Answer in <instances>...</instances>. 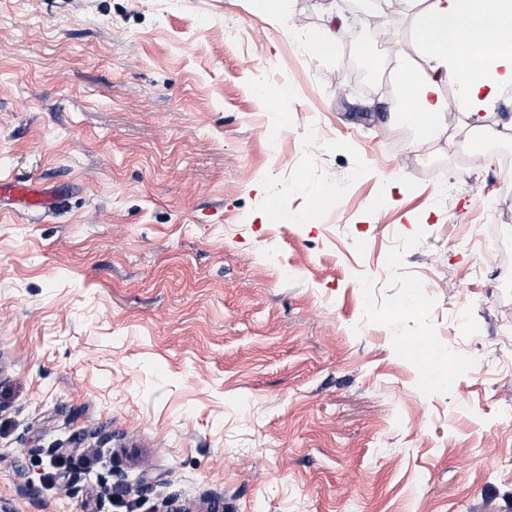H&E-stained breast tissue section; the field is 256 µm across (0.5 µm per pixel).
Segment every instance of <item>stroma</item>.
Masks as SVG:
<instances>
[{
    "label": "stroma",
    "mask_w": 512,
    "mask_h": 512,
    "mask_svg": "<svg viewBox=\"0 0 512 512\" xmlns=\"http://www.w3.org/2000/svg\"><path fill=\"white\" fill-rule=\"evenodd\" d=\"M365 8L391 40L347 0H0V174L65 192L0 203V512H512V288L470 232L512 198L469 134L512 93L472 115L444 78L454 141L395 138L418 11ZM460 314L473 364L423 388L402 342Z\"/></svg>",
    "instance_id": "stroma-1"
}]
</instances>
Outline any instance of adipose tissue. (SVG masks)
Listing matches in <instances>:
<instances>
[{"label":"adipose tissue","mask_w":512,"mask_h":512,"mask_svg":"<svg viewBox=\"0 0 512 512\" xmlns=\"http://www.w3.org/2000/svg\"><path fill=\"white\" fill-rule=\"evenodd\" d=\"M413 38L426 63L397 60L410 96L380 114L382 122H406L422 133L441 134V70L464 76L462 99L473 112L512 83V0H432L417 16Z\"/></svg>","instance_id":"adipose-tissue-1"}]
</instances>
